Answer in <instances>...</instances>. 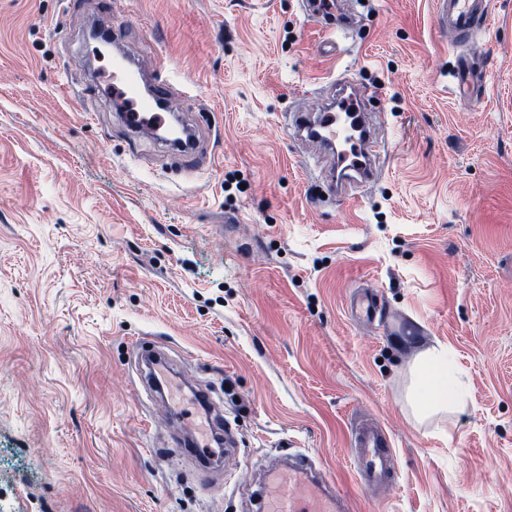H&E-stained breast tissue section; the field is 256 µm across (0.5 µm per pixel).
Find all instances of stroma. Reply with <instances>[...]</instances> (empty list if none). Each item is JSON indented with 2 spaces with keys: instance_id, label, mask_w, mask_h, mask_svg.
Instances as JSON below:
<instances>
[{
  "instance_id": "35a3bbf8",
  "label": "stroma",
  "mask_w": 512,
  "mask_h": 512,
  "mask_svg": "<svg viewBox=\"0 0 512 512\" xmlns=\"http://www.w3.org/2000/svg\"><path fill=\"white\" fill-rule=\"evenodd\" d=\"M308 2L0 0V512H254L291 454L355 512H512V0L469 42L435 0H346L334 58ZM94 21L168 83L194 162L113 110ZM463 53L480 98L454 91ZM346 80L376 176L333 196L294 120ZM151 344L224 418L210 472L170 438L207 413L141 384ZM439 344L464 398L421 423L408 366ZM363 418L399 467L379 494L349 461Z\"/></svg>"
}]
</instances>
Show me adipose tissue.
<instances>
[{"instance_id":"adipose-tissue-1","label":"adipose tissue","mask_w":512,"mask_h":512,"mask_svg":"<svg viewBox=\"0 0 512 512\" xmlns=\"http://www.w3.org/2000/svg\"><path fill=\"white\" fill-rule=\"evenodd\" d=\"M412 404L417 415L429 418L448 410L458 396V379L447 348L431 347L419 352L411 367Z\"/></svg>"}]
</instances>
